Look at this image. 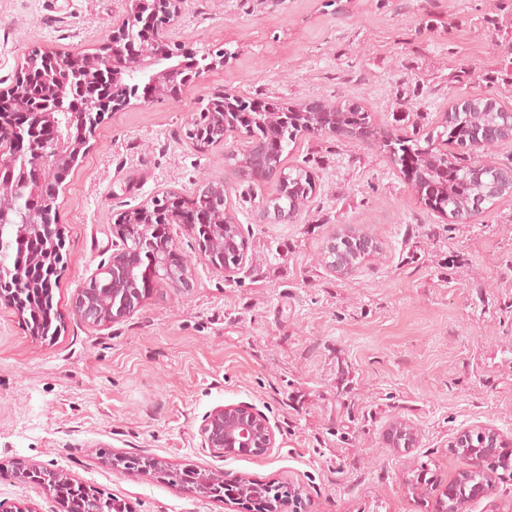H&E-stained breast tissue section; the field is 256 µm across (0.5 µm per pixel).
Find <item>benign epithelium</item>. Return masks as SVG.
<instances>
[{
    "label": "benign epithelium",
    "instance_id": "obj_1",
    "mask_svg": "<svg viewBox=\"0 0 512 512\" xmlns=\"http://www.w3.org/2000/svg\"><path fill=\"white\" fill-rule=\"evenodd\" d=\"M183 0H124V13L118 20L112 37L93 53L67 57L49 50H39L25 56L24 69L41 74V88L34 96L25 86L15 81L0 89V104L10 103L30 113L22 125L14 124L8 113L0 114V252L12 246L3 236L5 227L18 224L25 234L43 243L42 264L54 267L63 260V235L60 225L52 220V204L58 195L56 173L71 168L80 155L89 148V135L106 112L130 103L139 90L144 100L163 97L172 91L189 90L197 86L203 76L224 64L228 51L224 48L203 54L173 40L171 26L181 14ZM62 62L71 71L72 84L82 91L87 87L104 88L123 82L127 92L118 98L101 99L81 112L75 108V89L58 83L53 72L43 67ZM208 137L224 142V114H209ZM79 125L83 139L72 138L73 125ZM332 134L373 145L387 141L391 134L383 128L355 129L333 122L319 126L307 124L306 134ZM40 141L49 147L44 157L24 154V144ZM236 164L251 175L285 181L283 168L272 163L266 142L252 139L241 153H232ZM193 195L209 197L218 210L210 226L209 239L199 240L203 258L224 278H233L246 258V243L239 238V225L228 203L226 186L222 181L197 184ZM154 200L122 214L112 225V234L120 248L112 253V260L98 269L93 277L98 287L79 288L74 296L73 313L82 322L95 327H106L120 322L134 313L150 291L142 290L140 270L148 266L157 279L171 288L190 291L194 287L192 267L177 253L175 234L181 228L197 227L195 212L173 209L162 217L167 232L156 237L148 222L152 221ZM294 211L279 205H267L260 211L262 224H281L290 221ZM377 250L375 238L354 226L347 225L325 245L322 260L334 275L345 278L356 272ZM53 287L52 281L33 282L21 271L13 270L5 276L0 273V302L17 311H29L39 316L37 295ZM201 447L224 453L226 448H246L264 453L275 447L276 433L270 420L261 411L247 404L218 406L203 416L200 426ZM386 441L392 448L409 449L417 442L413 426L401 420L390 423ZM452 450L461 462L456 476L446 483L440 497L456 502L455 512H467L470 502L494 500L495 479L488 471V461L495 458L502 466L500 476L512 474V438L503 435L491 425L461 429L452 442ZM112 469L132 477L149 476L167 469L166 463L156 457L143 462L133 456L116 454L104 459ZM21 482L41 485L51 491L59 484L72 483L67 474L28 463L19 468ZM224 472L216 468L196 470L186 477L182 491L203 497H224ZM86 492L85 512H128L130 506L118 499Z\"/></svg>",
    "mask_w": 512,
    "mask_h": 512
}]
</instances>
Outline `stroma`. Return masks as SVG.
<instances>
[{
	"label": "stroma",
	"mask_w": 512,
	"mask_h": 512,
	"mask_svg": "<svg viewBox=\"0 0 512 512\" xmlns=\"http://www.w3.org/2000/svg\"><path fill=\"white\" fill-rule=\"evenodd\" d=\"M496 2L184 0L178 38L230 58L178 98L131 99L93 132L56 203L68 258L53 287L59 334L33 336L0 303V501L65 512L15 479L23 460L132 512H231L113 470L100 458L107 448L293 486L305 512H433L435 489L412 483L418 465L442 486L460 467L449 450L459 430L512 436V198L454 224L377 146L306 136L283 164L307 168L316 193L293 222L262 224L277 181L224 159L247 133L228 130L202 150L186 138L200 98L224 88L283 104L357 102L408 137L438 128L459 98L512 106V14L496 17ZM121 11L120 0H0V88L32 49L96 48ZM206 179L224 180L247 240L234 281L200 259L185 229L177 251L192 263L191 291L155 284L107 329L77 319L75 291L109 262L117 214ZM346 224L370 230L380 249L339 278L319 257ZM240 402L269 417L276 448L223 457L201 447L203 415ZM395 420L416 428L415 448L387 447Z\"/></svg>",
	"instance_id": "stroma-1"
}]
</instances>
